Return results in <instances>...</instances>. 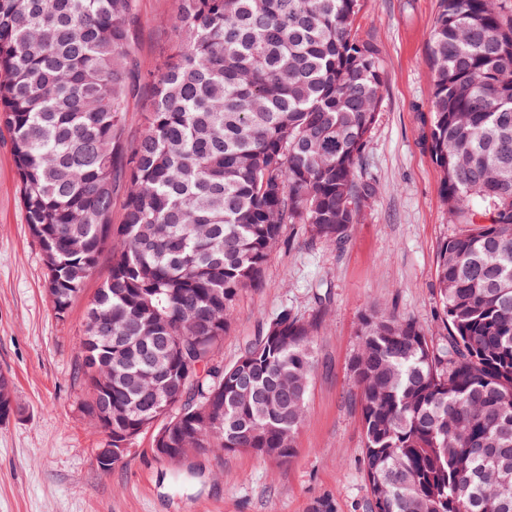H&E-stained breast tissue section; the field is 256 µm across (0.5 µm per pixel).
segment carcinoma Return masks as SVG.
Returning a JSON list of instances; mask_svg holds the SVG:
<instances>
[{
	"label": "carcinoma",
	"instance_id": "obj_1",
	"mask_svg": "<svg viewBox=\"0 0 512 512\" xmlns=\"http://www.w3.org/2000/svg\"><path fill=\"white\" fill-rule=\"evenodd\" d=\"M360 0H178L172 52L141 71L138 0H0V125L56 314L109 254L86 311L85 409L103 435L174 410L170 447L295 453L321 312L288 309L217 354L286 224L341 245L377 193L361 158L385 87ZM427 65L428 149L461 229L436 280L448 335L362 318L359 388L369 512H512V19L501 0H439ZM152 88L137 141L129 99ZM127 186L112 230L117 177ZM112 325L120 346L93 342ZM92 359L112 377L101 392ZM249 387L242 398L243 386ZM218 408L208 426L196 414Z\"/></svg>",
	"mask_w": 512,
	"mask_h": 512
}]
</instances>
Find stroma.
I'll use <instances>...</instances> for the list:
<instances>
[{
	"mask_svg": "<svg viewBox=\"0 0 512 512\" xmlns=\"http://www.w3.org/2000/svg\"><path fill=\"white\" fill-rule=\"evenodd\" d=\"M136 45L142 66L171 42L175 0H139ZM438 0H363L360 33L385 62V94L362 166L378 192L344 246L285 225L260 289L242 291L220 356L234 362L246 339L288 308L322 312L314 342L306 415L288 461L249 451L194 454L174 478L144 431L101 470L104 436L86 416L76 374L78 339L90 300L108 276L101 259L62 315L46 292L43 252L31 236L11 154L0 126V373L14 381L17 416L0 422V512H366L364 436L348 363L361 318L383 308L415 320L427 336L446 335L435 280L442 243L458 227L440 196V173L426 141L431 76L426 65Z\"/></svg>",
	"mask_w": 512,
	"mask_h": 512,
	"instance_id": "35a3bbf8",
	"label": "stroma"
}]
</instances>
